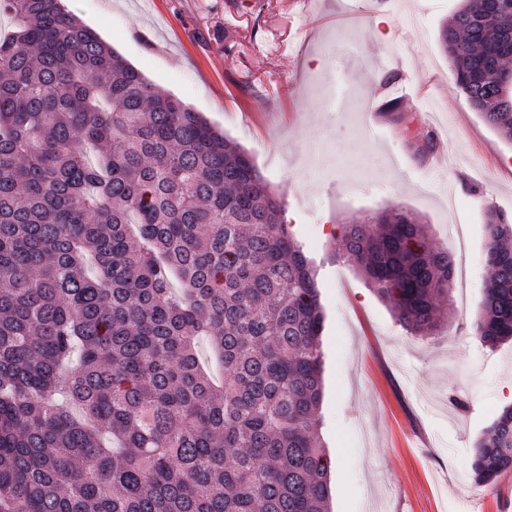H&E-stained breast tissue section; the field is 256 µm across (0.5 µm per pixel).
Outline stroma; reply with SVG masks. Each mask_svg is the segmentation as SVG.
Here are the masks:
<instances>
[{
  "instance_id": "1",
  "label": "stroma",
  "mask_w": 512,
  "mask_h": 512,
  "mask_svg": "<svg viewBox=\"0 0 512 512\" xmlns=\"http://www.w3.org/2000/svg\"><path fill=\"white\" fill-rule=\"evenodd\" d=\"M62 3L246 149L283 196L325 313L330 512H512V472L487 501L469 475L475 442L512 403V341L489 349L474 329L483 212L512 217V142L469 109L438 46L458 0ZM379 14L391 23L380 36ZM392 85L407 96L403 120L372 119L367 104ZM452 203L476 262L467 290L440 307L438 335L414 338L336 260V227L397 204L455 256Z\"/></svg>"
}]
</instances>
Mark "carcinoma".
<instances>
[{
	"label": "carcinoma",
	"mask_w": 512,
	"mask_h": 512,
	"mask_svg": "<svg viewBox=\"0 0 512 512\" xmlns=\"http://www.w3.org/2000/svg\"><path fill=\"white\" fill-rule=\"evenodd\" d=\"M463 0L439 32L467 104L512 139V54ZM0 512H328L325 315L284 199L61 0H0ZM487 346L512 340V221L485 214ZM411 336L454 263L393 205L341 225ZM205 336L224 367L204 370ZM470 477L512 471V406Z\"/></svg>",
	"instance_id": "carcinoma-1"
}]
</instances>
